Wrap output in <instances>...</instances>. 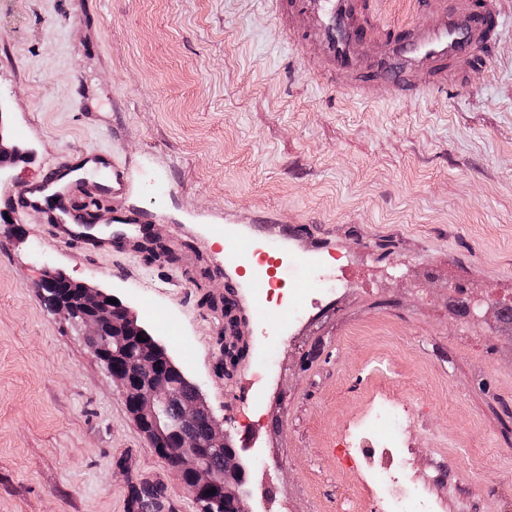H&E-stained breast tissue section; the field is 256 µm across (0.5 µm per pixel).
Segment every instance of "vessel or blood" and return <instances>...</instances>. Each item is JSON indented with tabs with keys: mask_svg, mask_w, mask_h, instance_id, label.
I'll return each mask as SVG.
<instances>
[{
	"mask_svg": "<svg viewBox=\"0 0 512 512\" xmlns=\"http://www.w3.org/2000/svg\"><path fill=\"white\" fill-rule=\"evenodd\" d=\"M284 37L298 56L316 54L323 82L343 79L348 92L364 98L373 84H388L399 97L422 98L450 92L467 72L487 63L490 40L499 15L485 0H420L427 23H409L386 30L366 17L362 0H273ZM124 169L104 163L99 182L76 175L67 160L54 161L39 181L17 190L21 209L38 208L50 196L105 191L120 197L126 186ZM88 215L73 206L54 215L55 237L94 248L125 246L129 237L90 235Z\"/></svg>",
	"mask_w": 512,
	"mask_h": 512,
	"instance_id": "1",
	"label": "vessel or blood"
}]
</instances>
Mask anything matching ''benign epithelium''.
<instances>
[{"label": "benign epithelium", "mask_w": 512, "mask_h": 512, "mask_svg": "<svg viewBox=\"0 0 512 512\" xmlns=\"http://www.w3.org/2000/svg\"><path fill=\"white\" fill-rule=\"evenodd\" d=\"M42 295L51 310L84 331L91 353L119 385L129 412L147 429L158 456L174 455L170 467L202 512H251L245 506V449L231 443L224 421L214 415L200 385L175 365L160 338L122 300L107 302L116 295L62 274L43 281ZM139 335L144 340H137ZM183 383L194 387V396L183 401L180 416L170 420L165 408L180 399ZM213 455L223 459L219 470L209 464Z\"/></svg>", "instance_id": "1"}]
</instances>
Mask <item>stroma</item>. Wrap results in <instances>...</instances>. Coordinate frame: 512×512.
<instances>
[{
  "instance_id": "stroma-1",
  "label": "stroma",
  "mask_w": 512,
  "mask_h": 512,
  "mask_svg": "<svg viewBox=\"0 0 512 512\" xmlns=\"http://www.w3.org/2000/svg\"><path fill=\"white\" fill-rule=\"evenodd\" d=\"M454 92L365 99L293 57L271 0H0V512H199L81 332L45 305L61 273L115 292L203 386L247 461L249 507L360 512L336 450L376 391L410 407L408 468L439 512H512V0ZM385 27L417 0H368ZM130 167L160 258L53 242L16 185L61 156ZM229 229L288 296L227 262ZM492 299L461 316L456 287ZM246 357L231 374L224 301Z\"/></svg>"
}]
</instances>
